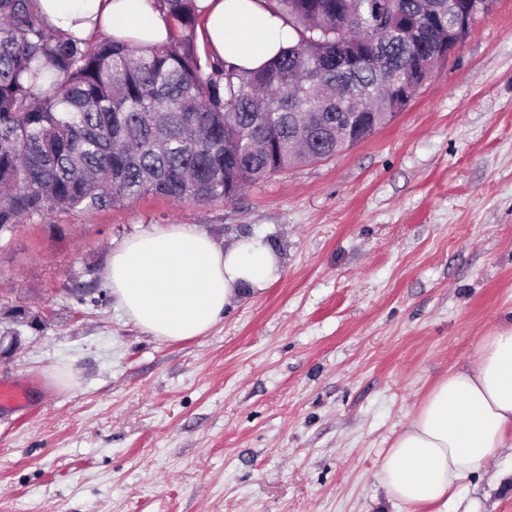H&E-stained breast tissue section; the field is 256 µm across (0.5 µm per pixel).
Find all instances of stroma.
<instances>
[{
  "label": "stroma",
  "instance_id": "35a3bbf8",
  "mask_svg": "<svg viewBox=\"0 0 512 512\" xmlns=\"http://www.w3.org/2000/svg\"><path fill=\"white\" fill-rule=\"evenodd\" d=\"M193 224L283 271L205 335L144 332L106 267ZM512 321V0L368 139L236 200L145 195L0 234V512H397L379 461L426 394ZM512 453L448 512H512ZM28 402V385L14 382H0V411L25 409L28 406Z\"/></svg>",
  "mask_w": 512,
  "mask_h": 512
}]
</instances>
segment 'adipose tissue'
<instances>
[{"label": "adipose tissue", "mask_w": 512, "mask_h": 512, "mask_svg": "<svg viewBox=\"0 0 512 512\" xmlns=\"http://www.w3.org/2000/svg\"><path fill=\"white\" fill-rule=\"evenodd\" d=\"M198 40L212 58L260 67L296 39L264 0H200ZM59 30L105 32L143 47L169 41L172 22L151 0H38ZM280 275L275 251L242 241L223 249L192 224H170L114 249L106 277L125 314L168 341L201 336L232 302L264 291ZM512 322L482 339L475 364L441 378L382 456L378 483L403 507L447 505L479 468L512 449Z\"/></svg>", "instance_id": "adipose-tissue-1"}]
</instances>
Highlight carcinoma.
I'll return each instance as SVG.
<instances>
[{"instance_id": "cac0c4a2", "label": "carcinoma", "mask_w": 512, "mask_h": 512, "mask_svg": "<svg viewBox=\"0 0 512 512\" xmlns=\"http://www.w3.org/2000/svg\"><path fill=\"white\" fill-rule=\"evenodd\" d=\"M267 0L298 38L253 70L194 42L198 0H153L170 41L143 49L51 29L37 0H0V234L48 209L160 195L231 201L356 145L399 112L414 57L445 59L448 0Z\"/></svg>"}]
</instances>
